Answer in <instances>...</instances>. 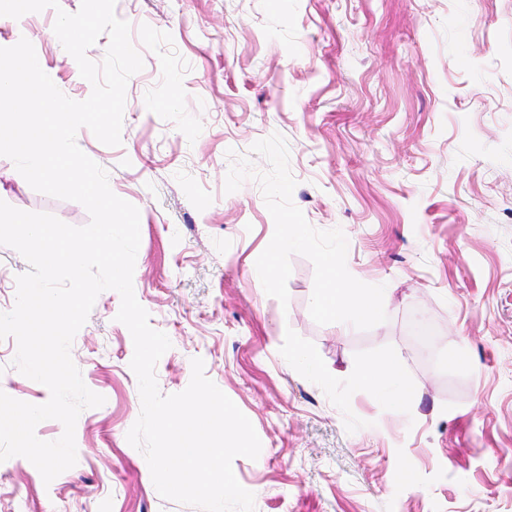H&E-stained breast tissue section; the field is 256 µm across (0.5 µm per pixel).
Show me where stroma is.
Here are the masks:
<instances>
[{
    "label": "stroma",
    "mask_w": 512,
    "mask_h": 512,
    "mask_svg": "<svg viewBox=\"0 0 512 512\" xmlns=\"http://www.w3.org/2000/svg\"><path fill=\"white\" fill-rule=\"evenodd\" d=\"M80 4L25 21L43 70L76 101L92 86L44 32ZM115 13L144 59L122 143L86 128L76 142L140 210L134 292L171 341L160 392L183 391L202 359L260 439L258 459L232 464L255 512H512V0H116ZM275 133L294 204L314 228L343 230L350 274L385 288V322L316 324L301 255L288 305L255 284L274 221L256 181L226 192L227 153L251 156ZM0 200L89 221L2 156ZM28 269L0 245V313ZM120 305L101 292L71 346L106 399L77 420L76 465L47 484L23 457L0 462V512H197L158 494L126 439L141 403ZM16 351L0 340V391L45 403ZM298 352L321 374L292 363ZM392 358L419 387L397 413L358 381Z\"/></svg>",
    "instance_id": "stroma-1"
}]
</instances>
